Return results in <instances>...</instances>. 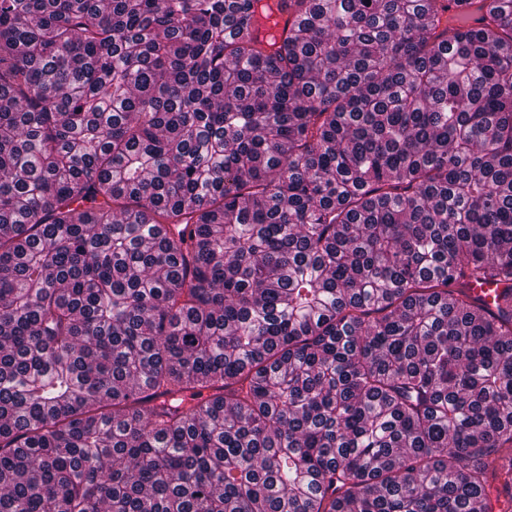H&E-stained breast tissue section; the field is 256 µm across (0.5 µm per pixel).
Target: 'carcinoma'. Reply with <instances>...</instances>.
Listing matches in <instances>:
<instances>
[{
    "mask_svg": "<svg viewBox=\"0 0 512 512\" xmlns=\"http://www.w3.org/2000/svg\"><path fill=\"white\" fill-rule=\"evenodd\" d=\"M457 3L0 0V512H512V0ZM279 0L262 1L261 4H270L272 6L271 13L268 17L258 15V32L260 38L273 35L277 41H280L284 36L288 35L290 30L292 16L288 10L280 8Z\"/></svg>",
    "mask_w": 512,
    "mask_h": 512,
    "instance_id": "cac0c4a2",
    "label": "carcinoma"
}]
</instances>
